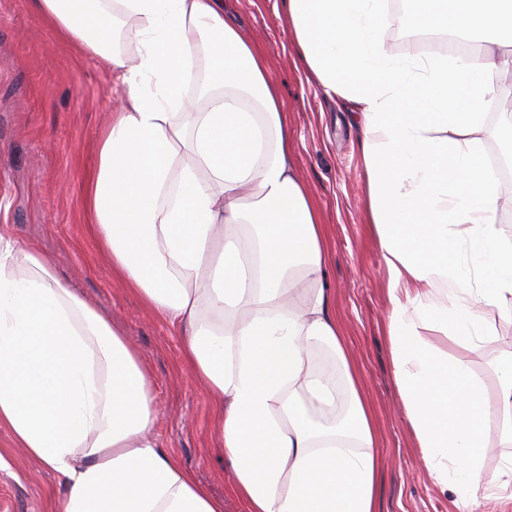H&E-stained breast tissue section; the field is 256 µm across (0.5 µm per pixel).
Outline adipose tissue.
Here are the masks:
<instances>
[{"instance_id": "adipose-tissue-1", "label": "adipose tissue", "mask_w": 512, "mask_h": 512, "mask_svg": "<svg viewBox=\"0 0 512 512\" xmlns=\"http://www.w3.org/2000/svg\"><path fill=\"white\" fill-rule=\"evenodd\" d=\"M422 32L478 36L465 55L398 54L386 0H282L296 65L357 109L368 222L390 274L394 380L431 475L476 512L502 425L497 389L426 340L492 343L512 310V210L482 150L507 89L512 0H414ZM98 58L119 105L95 140L85 230L124 288L184 334L247 512H378L377 434L323 285L321 216L292 162L264 57L221 0H28ZM349 407L336 415V388ZM152 379L111 318L37 245L0 234V429L67 487L53 512H224L152 437Z\"/></svg>"}]
</instances>
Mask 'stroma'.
<instances>
[{
  "instance_id": "35a3bbf8",
  "label": "stroma",
  "mask_w": 512,
  "mask_h": 512,
  "mask_svg": "<svg viewBox=\"0 0 512 512\" xmlns=\"http://www.w3.org/2000/svg\"><path fill=\"white\" fill-rule=\"evenodd\" d=\"M224 15L268 59L288 114L292 160L323 215L333 253L325 286L380 436L381 512H457V493L431 477L394 382L389 273L366 224L362 132L342 99L296 69L280 0H224ZM118 103L112 75L98 59L75 55L54 38L26 0H0V231L35 242L64 283L111 317L152 376L161 447L223 499L224 512H245L215 446L210 402L182 365L181 332L119 285L109 257L82 223L81 185L95 162L94 139ZM493 325L488 347L465 349L441 336L434 342L467 358L491 385L498 355L512 352V319L498 316ZM64 494L58 475L0 430V512H48Z\"/></svg>"
}]
</instances>
